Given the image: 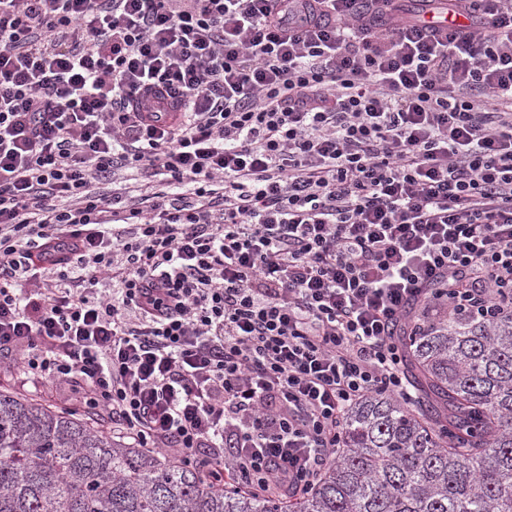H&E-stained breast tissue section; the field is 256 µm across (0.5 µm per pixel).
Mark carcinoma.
I'll return each instance as SVG.
<instances>
[{"instance_id":"1","label":"carcinoma","mask_w":512,"mask_h":512,"mask_svg":"<svg viewBox=\"0 0 512 512\" xmlns=\"http://www.w3.org/2000/svg\"><path fill=\"white\" fill-rule=\"evenodd\" d=\"M401 344L416 400L354 405L342 447L290 503L1 388L0 512H512V315L438 316Z\"/></svg>"}]
</instances>
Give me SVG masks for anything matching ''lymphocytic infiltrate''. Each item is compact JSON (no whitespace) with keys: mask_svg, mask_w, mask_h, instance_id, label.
Masks as SVG:
<instances>
[{"mask_svg":"<svg viewBox=\"0 0 512 512\" xmlns=\"http://www.w3.org/2000/svg\"><path fill=\"white\" fill-rule=\"evenodd\" d=\"M0 0V354L292 499L410 401L415 309L512 314V0ZM133 170L138 195L96 182Z\"/></svg>","mask_w":512,"mask_h":512,"instance_id":"obj_1","label":"lymphocytic infiltrate"}]
</instances>
